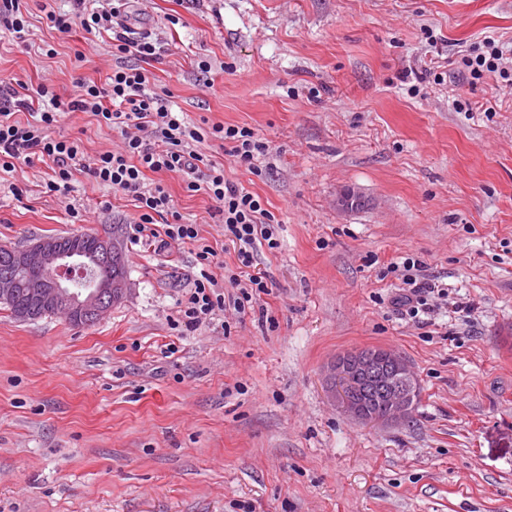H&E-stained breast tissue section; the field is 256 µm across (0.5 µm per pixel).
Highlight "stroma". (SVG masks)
Here are the masks:
<instances>
[{
    "instance_id": "1",
    "label": "stroma",
    "mask_w": 512,
    "mask_h": 512,
    "mask_svg": "<svg viewBox=\"0 0 512 512\" xmlns=\"http://www.w3.org/2000/svg\"><path fill=\"white\" fill-rule=\"evenodd\" d=\"M39 4L28 46L0 31V77L66 98L127 65ZM123 17L161 42L150 83L192 122L267 142L255 174L221 141L199 149L260 197L280 246L259 250L268 292L246 313L186 331L196 245L149 248L130 199L87 174L66 193L38 159L0 176V244L115 227L130 283L88 327L0 307V512H512V97L455 66L512 44V0H128ZM53 134L88 160L123 145L82 112ZM152 180L212 273L236 268L214 201ZM348 187L363 207L339 208ZM408 258L443 289L415 319L391 303ZM373 346L413 367L412 421L358 423L332 398L336 357Z\"/></svg>"
}]
</instances>
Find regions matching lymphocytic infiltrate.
Listing matches in <instances>:
<instances>
[{"instance_id": "lymphocytic-infiltrate-1", "label": "lymphocytic infiltrate", "mask_w": 512, "mask_h": 512, "mask_svg": "<svg viewBox=\"0 0 512 512\" xmlns=\"http://www.w3.org/2000/svg\"><path fill=\"white\" fill-rule=\"evenodd\" d=\"M73 2L72 12L47 11L52 28L66 33L78 23L90 33L112 32L113 52L133 57L134 62L113 70L106 85L77 81L74 93L66 100L44 85L38 86L34 95L19 98L8 82L0 80V173L13 172L20 160L46 158L53 163L50 190H68L75 172L81 171L131 197L137 210L136 230L147 245L158 251L176 241L197 246L200 275L185 300L186 327H195L229 306L244 312L253 298L266 292L264 277L244 279L238 273H228V284L235 292L225 295L223 285L210 271L215 252L203 243L198 225L184 223L170 195L162 186H150L147 176L187 174L188 191H205L216 202L225 242L232 245L239 264L249 267L260 247L278 248L275 218L258 195L226 179L223 166L208 159L197 146L207 138L224 141L230 155L249 167L257 156L267 153V143L248 127L214 124L203 128L189 122L167 97L150 86L146 65L160 59L158 42L150 34L125 26L119 6L88 10L85 0ZM504 53L503 45L488 38L479 51L463 55L458 67L474 80L487 74L498 76L499 89L512 93V71L500 65ZM18 112L28 113L29 121L15 120ZM67 112L90 114L98 123L120 130L122 150L101 153L92 163H85L77 140L50 134Z\"/></svg>"}]
</instances>
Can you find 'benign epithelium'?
I'll list each match as a JSON object with an SVG mask.
<instances>
[{
    "mask_svg": "<svg viewBox=\"0 0 512 512\" xmlns=\"http://www.w3.org/2000/svg\"><path fill=\"white\" fill-rule=\"evenodd\" d=\"M363 202L359 191L345 189L338 204L353 210ZM84 237L69 236V243L43 238L24 248L0 246V299L23 289L32 308L18 313L28 321L47 312L82 326L100 321L115 301L129 293L125 279H112V257L120 240L112 233L97 235L94 247L84 248ZM331 388L342 410L363 423L394 424L408 420L420 394V383L409 362L385 348L348 352L330 368ZM379 387L385 401L382 413L368 409L363 390Z\"/></svg>",
    "mask_w": 512,
    "mask_h": 512,
    "instance_id": "7a95c632",
    "label": "benign epithelium"
}]
</instances>
